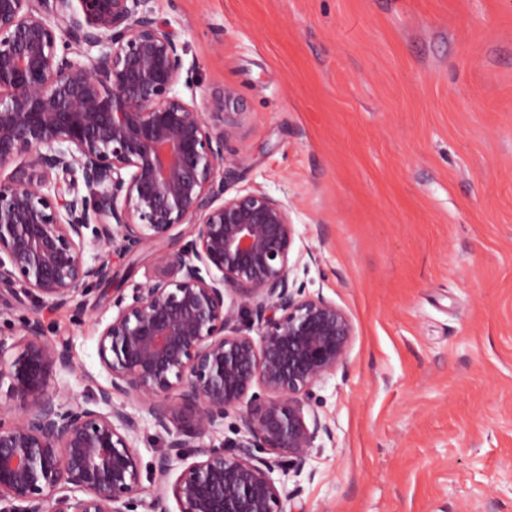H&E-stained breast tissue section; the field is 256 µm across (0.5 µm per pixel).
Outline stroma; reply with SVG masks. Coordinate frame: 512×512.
Instances as JSON below:
<instances>
[{
	"mask_svg": "<svg viewBox=\"0 0 512 512\" xmlns=\"http://www.w3.org/2000/svg\"><path fill=\"white\" fill-rule=\"evenodd\" d=\"M197 101L236 85L241 188L287 201L294 272L356 336L318 391L334 429L296 512H512V0H159ZM42 310L70 368L97 354L113 289Z\"/></svg>",
	"mask_w": 512,
	"mask_h": 512,
	"instance_id": "35a3bbf8",
	"label": "stroma"
}]
</instances>
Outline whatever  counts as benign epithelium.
<instances>
[{
    "label": "benign epithelium",
    "instance_id": "benign-epithelium-1",
    "mask_svg": "<svg viewBox=\"0 0 512 512\" xmlns=\"http://www.w3.org/2000/svg\"><path fill=\"white\" fill-rule=\"evenodd\" d=\"M154 2L0 0V319L34 309L0 337V512H289L273 473L300 475L333 437L316 389L353 322L290 280L287 202L231 192L250 168L241 93L225 83L201 107L179 91L186 46ZM147 248L155 276L112 293L99 334L110 386L61 391L70 352L41 310L106 281L111 251ZM140 412L163 438L150 488ZM232 413L238 437L206 443Z\"/></svg>",
    "mask_w": 512,
    "mask_h": 512
}]
</instances>
